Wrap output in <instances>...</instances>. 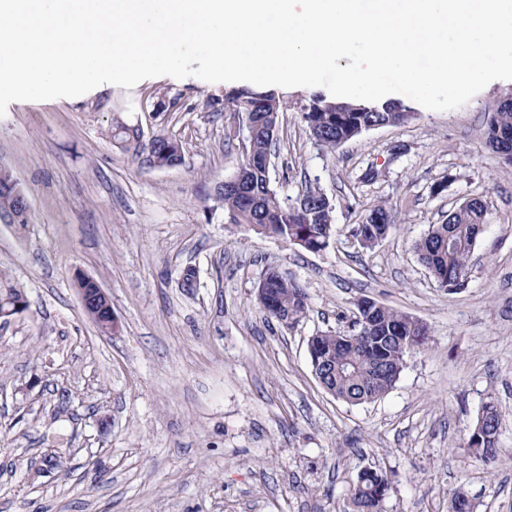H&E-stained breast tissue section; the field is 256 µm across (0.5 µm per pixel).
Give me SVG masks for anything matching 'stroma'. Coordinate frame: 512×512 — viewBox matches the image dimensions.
Here are the masks:
<instances>
[{
    "mask_svg": "<svg viewBox=\"0 0 512 512\" xmlns=\"http://www.w3.org/2000/svg\"><path fill=\"white\" fill-rule=\"evenodd\" d=\"M510 89L493 81L447 111L414 105L409 123L332 153L296 110L312 89H280L271 185L329 197L336 232L317 253L230 223L218 188L248 131L228 88L162 77L10 103L0 166L32 219L0 223V279L27 300L0 320V512H343L366 468L388 476L382 512H448L459 487L474 512H512V166L485 138L488 105ZM116 124L145 144L176 140L183 163L143 164L113 144ZM481 193L485 229L450 291L415 244ZM381 201L396 224L363 248L353 229ZM270 267L308 295L292 327L257 305ZM80 275L110 298L112 332L85 312ZM362 298L424 322L429 339L384 396L351 405L320 386L308 342L355 333ZM489 400L501 413L490 464L467 446Z\"/></svg>",
    "mask_w": 512,
    "mask_h": 512,
    "instance_id": "stroma-1",
    "label": "stroma"
}]
</instances>
